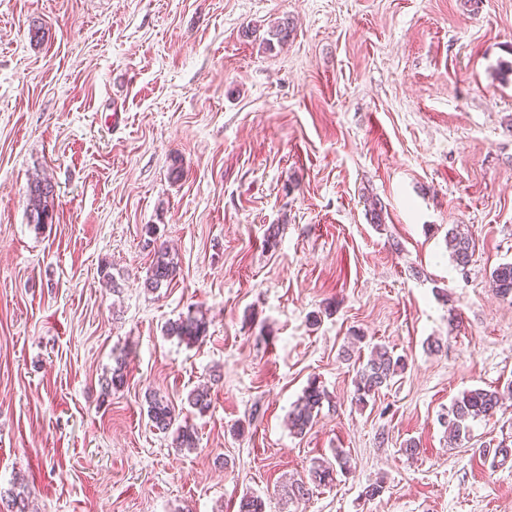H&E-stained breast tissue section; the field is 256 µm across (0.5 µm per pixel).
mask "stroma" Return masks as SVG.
I'll return each mask as SVG.
<instances>
[{
	"instance_id": "1",
	"label": "stroma",
	"mask_w": 512,
	"mask_h": 512,
	"mask_svg": "<svg viewBox=\"0 0 512 512\" xmlns=\"http://www.w3.org/2000/svg\"><path fill=\"white\" fill-rule=\"evenodd\" d=\"M511 64L512 0H0V493L24 486L32 512H237L246 494L512 512V458L492 456L512 399L458 445L440 421L512 384V300L489 286L512 262ZM37 178L54 187L39 230ZM149 224L178 263L154 292ZM454 224L475 240L463 271ZM191 308L206 338L164 335ZM376 344L407 366L362 407L355 361ZM313 378L335 404L296 436ZM149 391L196 449L153 428ZM338 448L349 471L291 497ZM54 187L50 181L36 179L30 184L28 193V219L35 228L41 229L53 222Z\"/></svg>"
}]
</instances>
